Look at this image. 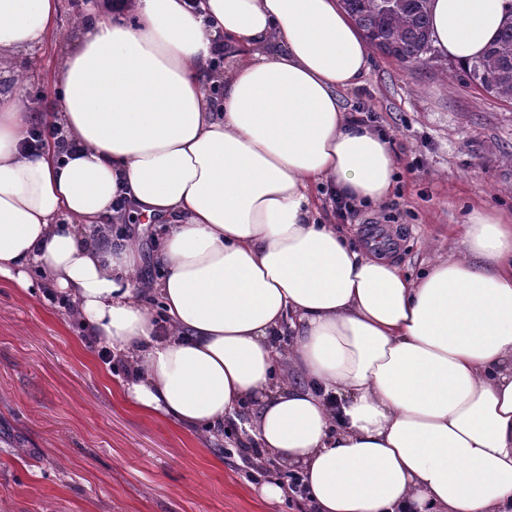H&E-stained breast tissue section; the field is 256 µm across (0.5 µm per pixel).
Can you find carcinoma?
<instances>
[{"mask_svg": "<svg viewBox=\"0 0 512 512\" xmlns=\"http://www.w3.org/2000/svg\"><path fill=\"white\" fill-rule=\"evenodd\" d=\"M369 44L405 67L422 61L429 50L430 0H341ZM473 81L488 94L512 101V18L502 25L486 53L468 67Z\"/></svg>", "mask_w": 512, "mask_h": 512, "instance_id": "cac0c4a2", "label": "carcinoma"}]
</instances>
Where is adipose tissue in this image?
<instances>
[{
	"instance_id": "ef3b65f1",
	"label": "adipose tissue",
	"mask_w": 512,
	"mask_h": 512,
	"mask_svg": "<svg viewBox=\"0 0 512 512\" xmlns=\"http://www.w3.org/2000/svg\"><path fill=\"white\" fill-rule=\"evenodd\" d=\"M57 11L0 0V57L49 40ZM92 12L48 111L0 89V277L67 295L135 366L121 394L138 411L217 433L255 408L260 447L304 474L316 512L512 502V213L472 208L462 251L416 279L316 219L310 184L366 205L394 188L388 139L349 125L340 101L371 60L340 0ZM511 13L432 0V43L472 62ZM218 39L226 69L211 64ZM38 123L64 143L29 148ZM120 197L159 220L161 278L142 277L130 236L105 251L87 235ZM288 331L284 355L272 338Z\"/></svg>"
}]
</instances>
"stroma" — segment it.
<instances>
[{
    "label": "stroma",
    "mask_w": 512,
    "mask_h": 512,
    "mask_svg": "<svg viewBox=\"0 0 512 512\" xmlns=\"http://www.w3.org/2000/svg\"><path fill=\"white\" fill-rule=\"evenodd\" d=\"M90 3L59 0L54 36L16 57L32 111L54 99L62 45ZM341 100L375 114L396 160L392 195L339 222L349 243L382 227L414 279L454 248L473 207L512 210V103L466 66L433 49L406 69L375 52ZM68 304L0 278V512H298L263 499L234 453L238 428L213 437L128 408L117 394L126 371L101 360Z\"/></svg>",
    "instance_id": "35a3bbf8"
}]
</instances>
